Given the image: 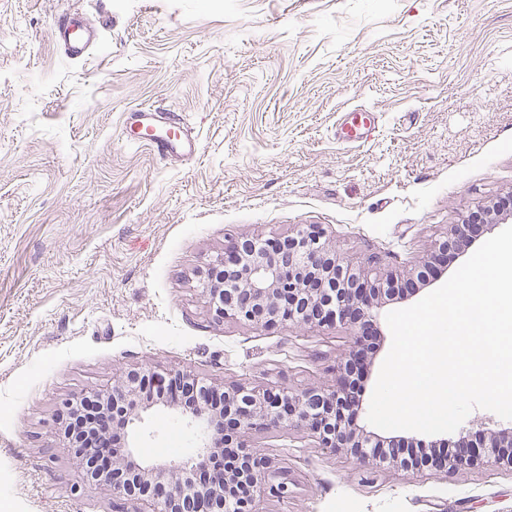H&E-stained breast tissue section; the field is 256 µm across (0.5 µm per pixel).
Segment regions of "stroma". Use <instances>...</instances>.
<instances>
[{
	"label": "stroma",
	"instance_id": "stroma-1",
	"mask_svg": "<svg viewBox=\"0 0 512 512\" xmlns=\"http://www.w3.org/2000/svg\"><path fill=\"white\" fill-rule=\"evenodd\" d=\"M69 7L112 19L72 61ZM140 104L182 115L196 159L126 146ZM356 109L361 146L336 136ZM511 191L512 0H0V512H113L60 418L124 370L331 382L346 330L214 318L200 276L227 235L318 224L408 267ZM129 436L148 460L198 444L175 408ZM249 443L288 485L265 512H512V469L368 466L300 427Z\"/></svg>",
	"mask_w": 512,
	"mask_h": 512
}]
</instances>
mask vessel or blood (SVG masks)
I'll return each instance as SVG.
<instances>
[{
	"mask_svg": "<svg viewBox=\"0 0 512 512\" xmlns=\"http://www.w3.org/2000/svg\"><path fill=\"white\" fill-rule=\"evenodd\" d=\"M107 25L106 19L75 8L57 19L56 41L68 59L76 60L87 54ZM123 127L129 132V143L150 149L164 159H189L199 151L195 136L174 112L152 106L135 107L126 113Z\"/></svg>",
	"mask_w": 512,
	"mask_h": 512,
	"instance_id": "1",
	"label": "vessel or blood"
}]
</instances>
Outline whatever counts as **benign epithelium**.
<instances>
[{
    "label": "benign epithelium",
    "mask_w": 512,
    "mask_h": 512,
    "mask_svg": "<svg viewBox=\"0 0 512 512\" xmlns=\"http://www.w3.org/2000/svg\"><path fill=\"white\" fill-rule=\"evenodd\" d=\"M488 224H450L443 228L425 264L448 265V258L467 252L496 225L512 219V203L497 210ZM372 261L342 257L318 225L298 227L281 237L239 236L224 251V261L209 269L203 288L218 320L232 319L257 330L292 323L319 332L344 328L351 331L347 360L336 371V382L295 391L283 383L258 381L224 386V412L205 405L187 410V424L200 440L187 462L145 461L137 448L122 454H104L112 468L101 473L100 486L119 494L115 512H223L229 504L236 512H263L268 493L285 494L278 481L275 459L248 445L243 437L254 431L292 425L304 428L321 448L333 452L365 448L376 437L357 422L362 406L359 392L347 379L363 374L373 364L375 347L370 338L382 336L380 321L389 305L385 291L404 288L414 281L416 269L375 270ZM355 268L362 280L349 283L341 272ZM149 378L143 368L122 374L112 387L94 394L112 402V429L125 430L151 406L169 408L162 398L143 404L142 384ZM479 442L460 438L453 454L436 453L427 467L446 472L480 466L512 468V428L490 435L477 431ZM237 456L240 469L231 478L224 472V457ZM210 478L196 482L193 476Z\"/></svg>",
    "instance_id": "obj_1"
}]
</instances>
